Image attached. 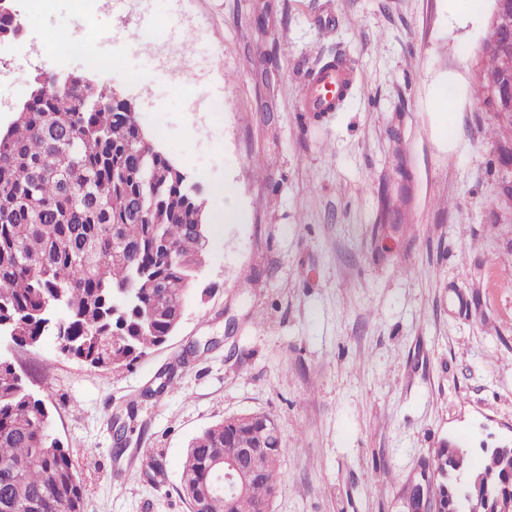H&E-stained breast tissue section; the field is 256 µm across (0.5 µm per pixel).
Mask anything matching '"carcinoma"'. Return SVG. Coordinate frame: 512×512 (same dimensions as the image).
Returning <instances> with one entry per match:
<instances>
[{
  "label": "carcinoma",
  "instance_id": "carcinoma-1",
  "mask_svg": "<svg viewBox=\"0 0 512 512\" xmlns=\"http://www.w3.org/2000/svg\"><path fill=\"white\" fill-rule=\"evenodd\" d=\"M508 44L491 35L481 67L495 71ZM137 116L107 97L95 106L76 87L30 96L0 131V320L20 325L14 343L55 337L59 352L93 369L127 366L163 344L178 326L200 242L191 225L205 201L185 173L137 141ZM140 200L144 218L129 210ZM256 426L230 416L188 444L183 497L199 502L210 462L251 439ZM248 461L258 474L230 512H261L276 491L286 449ZM472 449L449 440L423 459L404 487L445 512H500L512 500V447ZM0 512H80L83 488L57 440L47 402L0 360Z\"/></svg>",
  "mask_w": 512,
  "mask_h": 512
}]
</instances>
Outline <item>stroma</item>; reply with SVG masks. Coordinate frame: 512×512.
<instances>
[{
    "instance_id": "1",
    "label": "stroma",
    "mask_w": 512,
    "mask_h": 512,
    "mask_svg": "<svg viewBox=\"0 0 512 512\" xmlns=\"http://www.w3.org/2000/svg\"><path fill=\"white\" fill-rule=\"evenodd\" d=\"M494 0H54L24 20L0 75V125L42 73H75L132 103L154 145L199 184L208 264L181 323L130 365L92 369L52 341L8 358L53 410L84 512H190L189 441L224 417L273 416L287 450L272 512H407L402 489L442 441L512 440V199L475 70ZM216 65L174 86L129 43L178 13ZM74 47L53 64L55 34ZM343 55L340 109L308 112L319 61ZM453 87L455 110L444 91ZM223 105L219 124L189 109ZM234 191L225 222L221 186ZM176 365L174 388L148 398ZM132 428L116 446L114 416Z\"/></svg>"
}]
</instances>
